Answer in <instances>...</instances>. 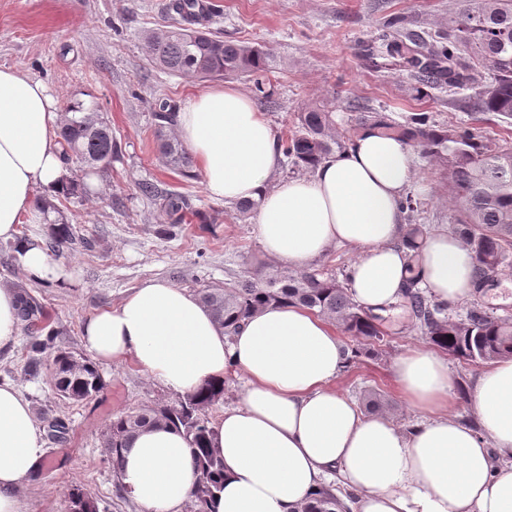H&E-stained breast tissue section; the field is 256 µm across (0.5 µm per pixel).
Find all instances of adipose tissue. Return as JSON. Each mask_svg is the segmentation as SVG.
Masks as SVG:
<instances>
[{"instance_id": "obj_1", "label": "adipose tissue", "mask_w": 512, "mask_h": 512, "mask_svg": "<svg viewBox=\"0 0 512 512\" xmlns=\"http://www.w3.org/2000/svg\"><path fill=\"white\" fill-rule=\"evenodd\" d=\"M58 127L45 85L0 68V241L15 243L24 272L49 280L63 277V264L21 241L19 227L40 222L36 191L56 192L66 175ZM176 127L210 198L258 200L256 231L270 256L301 267L334 247L354 250L353 301L383 318L404 311L411 272L399 244L400 200L415 179L405 142L364 131L311 177L273 187L276 135L238 87L196 95ZM418 269L419 288L440 302L476 294L474 255L448 231L426 238ZM81 343L95 360H134L150 380L184 395L243 375L239 403L212 425L211 445L224 459L213 512H297L332 482L353 493L351 512H512V471L499 464L512 455V358L495 361L473 387L478 434L451 416L448 362L427 348L395 363L399 391L421 421L404 430L362 411L336 386L346 354L335 326L294 304L265 307L228 337L195 296L150 280L119 308L89 316ZM47 463L29 401L15 383H0V512H27L21 491ZM119 481L140 512H184L192 452L173 429L145 430L124 453Z\"/></svg>"}]
</instances>
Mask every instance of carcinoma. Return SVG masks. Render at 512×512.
Masks as SVG:
<instances>
[{
  "label": "carcinoma",
  "mask_w": 512,
  "mask_h": 512,
  "mask_svg": "<svg viewBox=\"0 0 512 512\" xmlns=\"http://www.w3.org/2000/svg\"><path fill=\"white\" fill-rule=\"evenodd\" d=\"M169 11L170 16L179 17L176 24L145 37L148 57L155 67L200 79L248 77L253 79L258 98L272 103V93L266 87L271 62L268 50L192 28L193 21L211 11L202 0H171ZM361 52L368 66L376 71L407 73L412 80L409 91L416 100L429 98L434 91L472 89L471 110L512 119V0H465L455 25L446 33L434 35L405 29L400 19H389L375 37L363 43ZM464 54L472 62H462ZM481 68L489 71L490 81L477 90ZM178 109L177 102L170 98L150 103L160 137L158 149L165 164L191 178L192 156L172 130ZM367 128L406 141L422 158L434 161L445 171L448 195L459 204L453 231L474 253L475 287L485 286L489 274L512 252V145L485 140L468 127L439 124L426 112L412 113L403 123L382 112H361L354 125L339 135L333 110L322 104L298 113L289 134L278 140V150L287 158L292 171L312 172L322 160L353 144L354 138ZM58 137L68 176L57 196L65 202L81 199L88 190L86 179L108 173L119 157L120 144L107 117L96 110H86L80 102L67 105ZM139 190L154 201L164 232L195 213L186 194H160L148 182L139 184ZM38 205L46 214H57L48 248L59 253L74 245L75 230L63 211L47 201ZM424 232L421 224H406L402 245L410 252L414 264ZM266 269L262 265L224 288L198 289L199 299L224 328V335L232 336L241 322L269 304L293 303L334 320L343 335L356 341L347 349L346 363L382 352L386 341L380 318L360 308L335 276L319 270L270 274ZM18 296L19 320L31 335L30 350H53V386L58 399L80 402L100 392L104 382L96 364L74 351L55 346V331H48L43 339L38 337L41 306L22 286ZM406 297L414 326L449 356L474 363L512 357L511 318L473 309L466 318L453 320L445 316V306L433 302L418 288L416 275L409 279ZM223 395L224 382H207L173 402L113 417L104 434L113 473H118L124 450L140 431L174 428L184 435L194 460V512H210L224 486V460L210 447L212 421L208 412ZM67 496L70 512H107L79 486L70 488ZM346 498L352 500L354 495L346 492L340 496L326 488L308 498L299 512H348Z\"/></svg>",
  "instance_id": "carcinoma-1"
}]
</instances>
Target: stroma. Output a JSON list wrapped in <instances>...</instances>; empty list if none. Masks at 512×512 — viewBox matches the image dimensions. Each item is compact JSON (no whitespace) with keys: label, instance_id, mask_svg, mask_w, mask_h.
I'll return each mask as SVG.
<instances>
[{"label":"stroma","instance_id":"obj_1","mask_svg":"<svg viewBox=\"0 0 512 512\" xmlns=\"http://www.w3.org/2000/svg\"><path fill=\"white\" fill-rule=\"evenodd\" d=\"M167 0H0V68L16 69L41 81L58 108L71 101L103 112L122 146L108 178L92 177L81 202L65 215L90 246L75 244L59 259L69 276L42 288L18 269L0 242V285L26 286L40 303L43 324L56 330L59 346L82 352L84 321L103 308H117L133 288L162 279L193 293L238 281L258 263L270 262L254 217L238 218L234 204L211 199L201 179H186L165 165L157 148L150 102L172 98L180 105L209 88V81L182 78L149 61L147 31L168 24ZM218 11L205 24L212 34L264 46L272 55L269 74L274 107L262 113L276 134L286 133L297 112L315 104L333 108L337 131L353 124L352 102L383 110L396 122L427 112L440 123H460L502 143L512 142V125L466 107L450 92L418 101L408 91L407 76L374 71L360 56V45L377 32L383 17L398 14L409 28L437 31L451 27L460 0H214ZM190 195L198 210L173 237L158 236L156 213L138 190L139 182ZM411 191L421 203L419 223L430 231L451 227L456 213L441 167L416 161ZM222 212L219 224H203L200 214ZM477 306L497 317L512 318V261L492 273L489 285L471 302L449 307L465 315ZM390 346L384 356L366 358L343 369L338 387L352 398L368 390L383 394L386 415L398 427L414 420L398 390L394 364L426 341L412 320L385 323ZM29 342L20 338L0 353V379L15 382L31 403L34 416L52 412L69 426L66 439L48 443L50 463L23 494L27 512H68L65 493L74 485L101 499L109 512H139L107 461L103 431L112 415L176 400V393L150 380L133 361L101 367L103 390L90 401L63 402L51 389L53 356L29 368ZM448 371L460 386L452 415L477 422L467 391L481 366L449 359Z\"/></svg>","mask_w":512,"mask_h":512}]
</instances>
